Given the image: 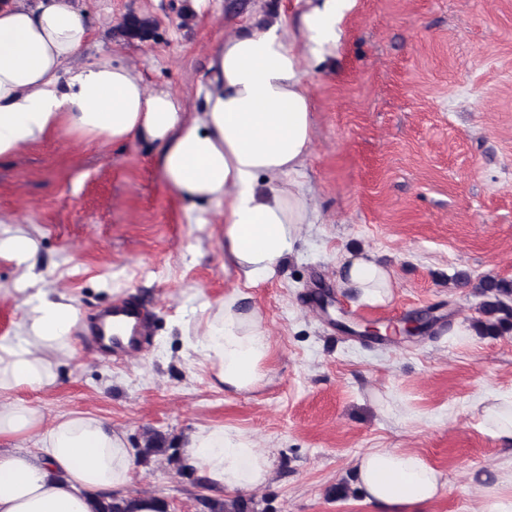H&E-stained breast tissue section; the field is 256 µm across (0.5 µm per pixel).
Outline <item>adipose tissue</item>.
Segmentation results:
<instances>
[{"instance_id":"adipose-tissue-1","label":"adipose tissue","mask_w":512,"mask_h":512,"mask_svg":"<svg viewBox=\"0 0 512 512\" xmlns=\"http://www.w3.org/2000/svg\"><path fill=\"white\" fill-rule=\"evenodd\" d=\"M355 0H306L224 38L212 51L194 111L165 89H148L121 61L80 63L90 38L75 0H0V157L68 130L90 140H140L155 149L164 179L184 199L224 211V262L239 288L205 304L189 342L215 384L235 392L264 384L273 356L248 288L282 266L314 211L302 178L313 142L309 72L335 56L340 24ZM297 27L302 42L288 37ZM340 283L358 304L392 299L393 277L370 253L349 256ZM14 335L0 336V512H95L121 497L136 453L122 429L88 413L46 421L19 393L56 382L80 314L71 298L29 295ZM475 411L493 437L512 444V396L491 393ZM35 438L36 450L22 442ZM184 462L214 490L264 484L270 461L246 435L224 428L191 433ZM356 484L380 512H422L445 482L420 453L374 448L353 463Z\"/></svg>"}]
</instances>
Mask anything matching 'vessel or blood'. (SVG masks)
I'll return each mask as SVG.
<instances>
[{
	"instance_id": "obj_1",
	"label": "vessel or blood",
	"mask_w": 512,
	"mask_h": 512,
	"mask_svg": "<svg viewBox=\"0 0 512 512\" xmlns=\"http://www.w3.org/2000/svg\"><path fill=\"white\" fill-rule=\"evenodd\" d=\"M82 334L101 355L138 358L146 342L147 312L135 301H114L84 323Z\"/></svg>"
}]
</instances>
